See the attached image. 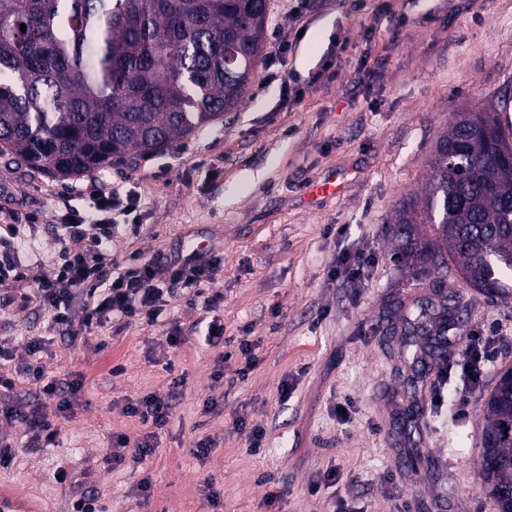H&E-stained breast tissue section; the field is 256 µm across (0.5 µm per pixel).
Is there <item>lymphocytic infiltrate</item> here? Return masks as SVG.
I'll return each instance as SVG.
<instances>
[{
    "label": "lymphocytic infiltrate",
    "mask_w": 512,
    "mask_h": 512,
    "mask_svg": "<svg viewBox=\"0 0 512 512\" xmlns=\"http://www.w3.org/2000/svg\"><path fill=\"white\" fill-rule=\"evenodd\" d=\"M140 200L134 192L97 194L91 197V216L79 209L68 208L61 217L64 237L77 246L64 251L55 259L49 275L33 274L36 296L44 306L54 311V322L70 325L71 310L82 303L84 328L101 326L111 319H123L153 324L175 290H182L187 305H197L217 269L216 260L201 257L177 259L160 265L156 258L131 256L120 270H113L107 257L119 227V218L136 212ZM30 382L43 395L57 398L55 410L38 404L28 408H0V464L11 461L14 449L7 431L23 424L30 435V447L53 441L58 433L56 420L71 408L69 400L60 398L58 384L49 379L42 364L29 362L24 367ZM174 405L171 398L148 394L129 401L125 412L138 419L143 433L137 439L123 434L112 438L113 466L132 462L144 463L157 450V437L168 423Z\"/></svg>",
    "instance_id": "lymphocytic-infiltrate-1"
}]
</instances>
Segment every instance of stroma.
<instances>
[{"mask_svg": "<svg viewBox=\"0 0 512 512\" xmlns=\"http://www.w3.org/2000/svg\"><path fill=\"white\" fill-rule=\"evenodd\" d=\"M375 6L316 0L287 69L260 64L237 111L155 155L67 179L0 159V239L14 240L23 263H48L65 247L64 203L82 209L89 193L115 188L140 198L138 231L112 243L116 264L134 253L184 254L191 235L221 259L205 286L217 299L211 309L177 294L151 325L85 330L77 307L72 326H59L34 281L0 285V340L11 348L0 374L15 383L0 404L36 400L21 373L36 336L47 372L79 385L65 393L72 408L53 442L31 448L25 427L13 429L16 456L0 465V492L29 512H67L82 488L96 489L106 512H332L341 501L351 512H496L479 475L482 399L496 371L512 366V300L489 301L456 275L413 279L390 259L388 221L399 201L419 194L456 112L505 97L501 119L512 124V0H393L407 19L401 28L393 16L374 17ZM370 20L377 31L367 41ZM328 61L336 79L315 80ZM289 74L298 90L290 107L281 89ZM328 178L341 186L336 197L309 196ZM330 224L345 225V235L327 234ZM344 250L372 257L364 284L330 276ZM444 297L462 307L449 356L477 331L494 336L495 351L482 387L451 378L447 403L436 407L438 364L411 383L399 341L418 302ZM214 320L256 344L259 360L245 378H236L234 357L215 383L219 351L205 341ZM176 329L189 338L180 349L168 345ZM174 391L176 408L146 466L112 467L113 434L141 433L124 412L128 401ZM346 401L343 418L336 407ZM239 418L264 430L261 454L235 430ZM204 437L210 450L199 457L193 449ZM335 467V484H323ZM272 484L280 496L269 504Z\"/></svg>", "mask_w": 512, "mask_h": 512, "instance_id": "obj_1", "label": "stroma"}]
</instances>
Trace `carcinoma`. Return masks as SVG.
Returning <instances> with one entry per match:
<instances>
[{"label": "carcinoma", "instance_id": "cac0c4a2", "mask_svg": "<svg viewBox=\"0 0 512 512\" xmlns=\"http://www.w3.org/2000/svg\"><path fill=\"white\" fill-rule=\"evenodd\" d=\"M271 0H0V154L56 178L166 149L220 120L250 80L224 57L264 60ZM26 29H20V25ZM420 195L391 219L397 263L456 270L490 300L512 298V132L496 110L456 113ZM458 305H420L401 354L437 356ZM512 366L484 396L482 482L512 512Z\"/></svg>", "mask_w": 512, "mask_h": 512}]
</instances>
